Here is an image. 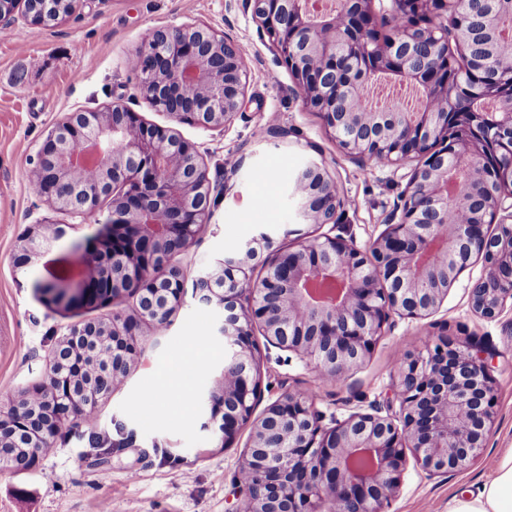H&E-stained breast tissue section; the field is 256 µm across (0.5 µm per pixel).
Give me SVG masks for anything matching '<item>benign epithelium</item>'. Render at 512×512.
<instances>
[{
    "label": "benign epithelium",
    "instance_id": "obj_1",
    "mask_svg": "<svg viewBox=\"0 0 512 512\" xmlns=\"http://www.w3.org/2000/svg\"><path fill=\"white\" fill-rule=\"evenodd\" d=\"M54 0H25L23 18ZM456 0L440 3L442 14L427 31L397 24L404 0H353L352 25L315 13L313 0H253L255 17L293 73L303 102L316 111L347 153L364 161L379 152L390 165L415 160L408 173L400 213L368 250L351 238H298L273 248L263 233L193 281L207 305L224 309L219 331L228 347L216 384L202 393L209 420L221 419L228 443L250 427V443L236 477L242 488L235 512H382L397 496L400 477L413 462L428 475L467 469L482 454L494 422L490 364L481 341L450 345L438 339L424 355L400 364L398 410L372 403L343 420L325 416L299 394L288 393L254 415L260 379L255 329L273 346L292 353L319 376L336 377L364 361L391 315L424 319L434 314L459 283L472 259L485 272L469 288L473 312L483 318L512 309V77L495 84L482 78L483 62L512 53V42L491 40L472 57L470 81L448 76V47L462 43ZM18 0H0V30L15 24ZM396 35L383 41L381 27ZM140 91L155 110L175 121L205 128L226 126L244 97L241 47L214 31L181 25L154 31L133 57ZM383 68L425 86L448 111L405 118L391 112H350L362 99L370 72ZM496 99L500 111L477 112L468 101ZM472 170L487 166L479 180L459 191L480 200L477 224H444L457 193L448 192V156L456 138ZM82 152L71 149L74 142ZM92 172L94 178L83 175ZM298 177L307 184L296 198L306 224H336L346 198L336 179L317 164ZM33 179L40 196L58 211L83 218L112 197L93 246L75 247L99 261L81 279L63 258L36 293L69 308L108 306L127 294L138 298L139 319L162 326L181 305L185 276L172 256L188 249L206 223L217 192L198 147L173 129L147 125L123 103L96 112H74L59 122L37 152ZM496 225V232L486 227ZM64 233L43 225L23 240L21 264L48 251ZM462 250L466 260L450 264L442 247ZM270 253L268 271L253 278L250 261ZM137 319V320H139ZM137 320L118 315L75 325L60 343L72 347L56 356L47 379L12 399L0 413V465L33 467L32 449L78 423L99 398L126 378L138 353ZM366 458L361 467L357 460Z\"/></svg>",
    "mask_w": 512,
    "mask_h": 512
}]
</instances>
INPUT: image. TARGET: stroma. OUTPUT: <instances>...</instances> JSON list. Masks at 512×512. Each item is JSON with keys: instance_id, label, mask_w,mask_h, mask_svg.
<instances>
[{"instance_id": "stroma-1", "label": "stroma", "mask_w": 512, "mask_h": 512, "mask_svg": "<svg viewBox=\"0 0 512 512\" xmlns=\"http://www.w3.org/2000/svg\"><path fill=\"white\" fill-rule=\"evenodd\" d=\"M203 24L238 43L246 58L244 104L225 128L208 130L173 123L143 98L130 57L162 27ZM121 101L145 122L173 127L195 143L213 182L225 184L210 215L186 251L175 255L186 280H194L231 246L267 233L275 245L291 244L298 227L291 179L306 164L325 166L349 201L336 227H308L311 237L330 230L364 247L386 227L402 202L408 166L361 162L327 134L307 109L298 85L252 14L250 0H76L74 11L53 26L21 20L0 36V410L19 392L45 380L53 352L71 326L130 315L131 300L109 307L69 310L45 305L35 292L47 277L46 261L71 253L94 237V219L70 226L53 212L32 181L39 146L55 124L73 112H94ZM229 157L241 159L227 169ZM66 225L46 259L20 266L22 239L42 220ZM484 272L482 262L461 274L442 307L425 319L391 317L354 371L319 377L291 353L257 337L260 391L256 411L287 393H297L326 416L340 419L374 402L395 401L399 366L437 341L447 324L449 342L476 336L492 349L495 421L480 458L468 469L428 476L408 466L387 512H448V500L475 491L496 475L498 459L512 450V311L483 319L469 305L468 288ZM216 307L186 292L164 329L142 325V355L125 383L93 409V425H66L64 441L30 468L0 471V512H232L239 495L235 474L247 450L248 430L223 445L218 430H202L209 416L199 394L224 366V340ZM200 337L203 364L184 370L193 397L190 411L161 414L154 400L167 387L163 366L188 337Z\"/></svg>"}]
</instances>
